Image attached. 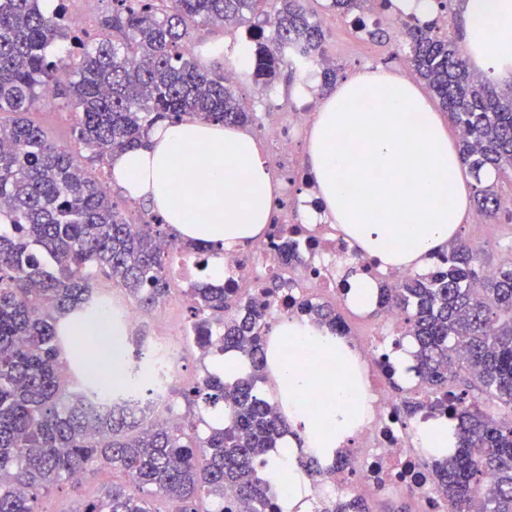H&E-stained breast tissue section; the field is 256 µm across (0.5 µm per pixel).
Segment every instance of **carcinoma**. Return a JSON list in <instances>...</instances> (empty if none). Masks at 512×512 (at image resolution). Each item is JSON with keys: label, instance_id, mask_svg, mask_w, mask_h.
<instances>
[{"label": "carcinoma", "instance_id": "obj_1", "mask_svg": "<svg viewBox=\"0 0 512 512\" xmlns=\"http://www.w3.org/2000/svg\"><path fill=\"white\" fill-rule=\"evenodd\" d=\"M43 0H0V512H42L53 489L79 488L95 464L124 472L81 512H153L164 498L172 512H280L258 464L281 445L288 426L278 403L263 397L267 382L263 336L269 311L236 288L192 289L190 340L200 351L202 374L176 393L164 416L111 411L94 420L86 403L95 391L84 378L90 343L66 334L92 309V284L105 278L145 312L168 298L163 230L152 215L131 224L86 164L147 145L149 128L185 117L247 126L245 100L225 71L201 67L186 47L200 27H248L252 64L244 77L261 89L283 66V52L320 62L324 85L336 81L326 62L325 34L313 20V0H113L112 14L90 39L71 34L66 8ZM390 0H329L327 8L354 17L370 40H383L380 22ZM271 8L274 46L263 42L251 17ZM415 75L460 130L462 164L477 182V210L489 219L502 211L488 171L512 167V84L499 90L473 72L458 36L439 18L401 30ZM62 98L75 120V141L88 151L50 141L25 118L40 103ZM281 265L300 261L297 243L276 230ZM204 263L221 255L213 244L185 243ZM426 272H411L380 288V309L407 313L405 335L416 344L419 380L446 392L456 421L452 454L429 462L445 490L448 512H512V259L491 273L476 254L454 240L436 253ZM294 287L279 274L263 294ZM297 314L336 332L344 323L325 303L301 301ZM246 359L248 374L224 380L211 366L218 354ZM473 394L448 391L459 371ZM313 482L324 476L317 456L299 458ZM492 475L494 485L484 489ZM315 512H371L363 498L316 502Z\"/></svg>", "mask_w": 512, "mask_h": 512}]
</instances>
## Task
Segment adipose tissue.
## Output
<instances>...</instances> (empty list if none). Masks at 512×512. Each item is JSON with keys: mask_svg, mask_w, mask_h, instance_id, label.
Returning <instances> with one entry per match:
<instances>
[{"mask_svg": "<svg viewBox=\"0 0 512 512\" xmlns=\"http://www.w3.org/2000/svg\"><path fill=\"white\" fill-rule=\"evenodd\" d=\"M469 56L495 83L512 82V0H463ZM309 179L316 192L308 223H329L381 269L427 266L456 237L476 183L465 177L459 153L438 112L411 80L365 70L322 95L309 130ZM112 185L148 203L184 240L238 249L271 222L275 187L259 145L237 125L187 118L152 128L147 147L109 159ZM269 333L296 342L297 358L320 350L338 371L314 375L285 365L278 350L268 363L294 434L268 471L287 479L281 512H309L310 483L298 466L300 448L333 456L373 418L374 398L359 358L327 328L299 316ZM321 399L311 409L308 393Z\"/></svg>", "mask_w": 512, "mask_h": 512, "instance_id": "adipose-tissue-1", "label": "adipose tissue"}]
</instances>
